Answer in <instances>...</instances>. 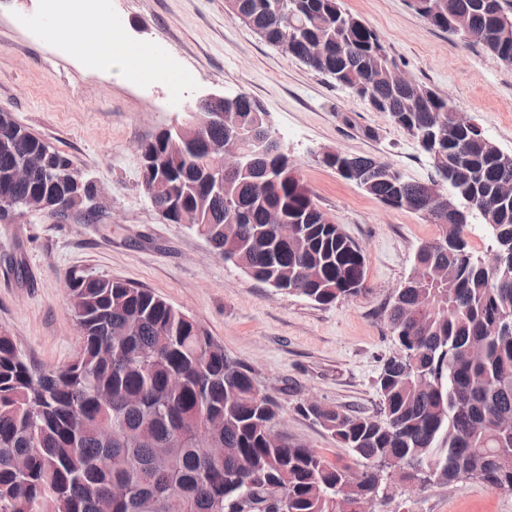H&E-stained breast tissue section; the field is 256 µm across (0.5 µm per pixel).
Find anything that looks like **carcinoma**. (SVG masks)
I'll return each mask as SVG.
<instances>
[{"mask_svg": "<svg viewBox=\"0 0 512 512\" xmlns=\"http://www.w3.org/2000/svg\"><path fill=\"white\" fill-rule=\"evenodd\" d=\"M432 26L480 44L512 65V13L505 0H408ZM228 15L269 45L280 39L321 43L324 57L307 67L346 88L361 85L364 101L414 140L436 135L439 167L458 178L512 250V204L497 199L512 180L506 160L479 125L458 127L457 106L433 88L392 80L399 69L379 33L341 0H225ZM239 127L277 133L259 100L237 95ZM235 143L218 125L178 153L158 137L148 147L169 172L164 193L178 205L173 222L202 228L225 261L279 292L328 305L357 296L366 264L361 250L329 221L278 149L224 176V198L212 197L219 160L204 142ZM42 170L27 185L8 177L19 159ZM356 184L383 204L407 198L428 217L422 184L389 172L372 156L346 155ZM80 178L71 160L0 111V198L30 193L50 206ZM284 211L296 230L281 240L266 223ZM467 225L441 224L416 250L410 274L395 289L388 324L403 357L393 354L378 378L380 412H347L319 402L298 405L345 449L333 464L306 445L269 441L279 405L255 384L250 368L184 312L154 292L106 276H66L67 308L76 313L79 355L60 367L27 359L0 334V512H342L359 498L388 501L393 475L422 486L478 478L512 492V268L469 260ZM429 311L409 326L418 291ZM224 449L214 460L209 447ZM487 460L476 475L480 459ZM281 496L270 500V487Z\"/></svg>", "mask_w": 512, "mask_h": 512, "instance_id": "cac0c4a2", "label": "carcinoma"}]
</instances>
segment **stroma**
Returning a JSON list of instances; mask_svg holds the SVG:
<instances>
[{"mask_svg":"<svg viewBox=\"0 0 512 512\" xmlns=\"http://www.w3.org/2000/svg\"><path fill=\"white\" fill-rule=\"evenodd\" d=\"M342 2L380 34L410 79L449 96L512 153V66L431 26L406 0ZM107 9L124 33L121 59L111 67L86 63L50 36L42 0H0V110L92 179L102 209L95 224L80 214L62 224L45 215L0 224V332L35 363L60 366L80 346L66 304L67 274L150 289L251 369L258 388L280 406L284 436L330 461L348 462L345 450L298 406L314 398L376 413V380L396 350L387 322L391 297L409 275L416 249L439 228L343 180L320 153L375 156L412 182L435 178L431 159L384 113L230 18L224 0H107ZM144 49L193 70L180 100L170 98L165 79L129 81ZM241 92L264 104L316 205L361 247L366 281L357 297L320 305L268 288L213 254L194 231L162 220L144 193L138 144L186 119L197 98ZM375 512H512V492L479 481L400 485Z\"/></svg>","mask_w":512,"mask_h":512,"instance_id":"obj_1","label":"stroma"}]
</instances>
